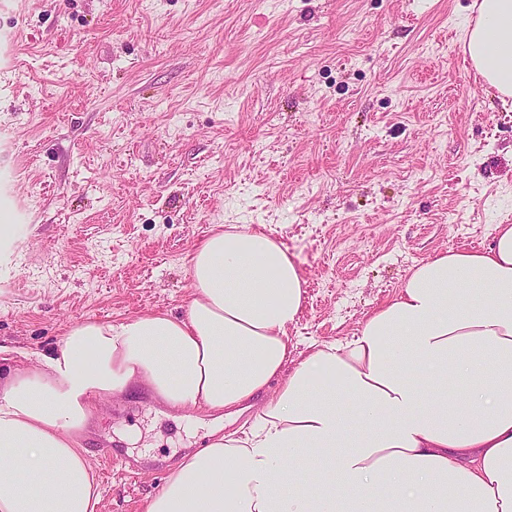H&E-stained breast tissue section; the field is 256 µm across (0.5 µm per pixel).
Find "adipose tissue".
Listing matches in <instances>:
<instances>
[{
  "label": "adipose tissue",
  "mask_w": 512,
  "mask_h": 512,
  "mask_svg": "<svg viewBox=\"0 0 512 512\" xmlns=\"http://www.w3.org/2000/svg\"><path fill=\"white\" fill-rule=\"evenodd\" d=\"M464 49L512 95V0H478ZM189 274L186 317L80 323L0 372V512H95L82 441L137 390L213 422L146 512H512V224L421 262L355 336L295 364L303 284L270 233H212ZM301 454L318 477L283 492Z\"/></svg>",
  "instance_id": "obj_1"
}]
</instances>
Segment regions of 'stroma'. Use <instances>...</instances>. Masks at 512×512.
Here are the masks:
<instances>
[{
	"instance_id": "35a3bbf8",
	"label": "stroma",
	"mask_w": 512,
	"mask_h": 512,
	"mask_svg": "<svg viewBox=\"0 0 512 512\" xmlns=\"http://www.w3.org/2000/svg\"><path fill=\"white\" fill-rule=\"evenodd\" d=\"M473 3L0 0V344L185 314L196 246L240 224L305 283L299 360L415 264L486 245L512 224V97L464 59ZM203 445L148 394L113 400L85 440L95 512H145Z\"/></svg>"
}]
</instances>
